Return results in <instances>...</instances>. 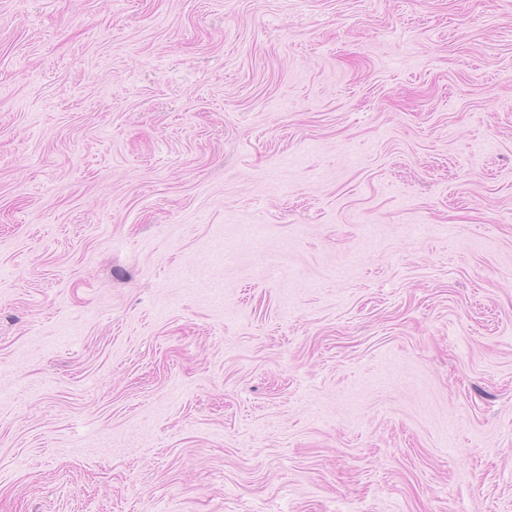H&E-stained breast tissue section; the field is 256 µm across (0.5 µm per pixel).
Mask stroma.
<instances>
[{
  "label": "stroma",
  "instance_id": "obj_1",
  "mask_svg": "<svg viewBox=\"0 0 512 512\" xmlns=\"http://www.w3.org/2000/svg\"><path fill=\"white\" fill-rule=\"evenodd\" d=\"M0 512H512V0H0Z\"/></svg>",
  "mask_w": 512,
  "mask_h": 512
}]
</instances>
